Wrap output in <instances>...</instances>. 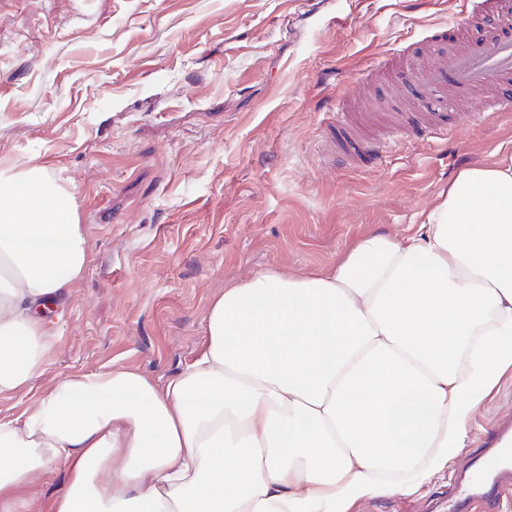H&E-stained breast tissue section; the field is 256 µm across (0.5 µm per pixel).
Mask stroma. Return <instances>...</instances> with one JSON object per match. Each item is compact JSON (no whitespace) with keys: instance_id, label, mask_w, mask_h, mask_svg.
<instances>
[{"instance_id":"35a3bbf8","label":"stroma","mask_w":512,"mask_h":512,"mask_svg":"<svg viewBox=\"0 0 512 512\" xmlns=\"http://www.w3.org/2000/svg\"><path fill=\"white\" fill-rule=\"evenodd\" d=\"M463 19L460 0H0V167L73 186L88 254L42 373L0 418L78 372L165 385L205 350L225 288L402 235L463 169L512 155V115L360 167L326 152L341 97L382 84L372 61ZM509 425L511 377L446 469L349 512H448L455 474Z\"/></svg>"}]
</instances>
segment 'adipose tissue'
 Returning a JSON list of instances; mask_svg holds the SVG:
<instances>
[{"instance_id": "adipose-tissue-1", "label": "adipose tissue", "mask_w": 512, "mask_h": 512, "mask_svg": "<svg viewBox=\"0 0 512 512\" xmlns=\"http://www.w3.org/2000/svg\"><path fill=\"white\" fill-rule=\"evenodd\" d=\"M0 396L54 343L36 307L86 269L73 191L0 168ZM203 354L157 386L75 374L0 419V512L64 469L51 512H348L447 467L512 372V156L462 170L407 233L360 239L331 269L273 270L211 302Z\"/></svg>"}]
</instances>
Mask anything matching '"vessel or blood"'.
Returning a JSON list of instances; mask_svg holds the SVG:
<instances>
[{
	"mask_svg": "<svg viewBox=\"0 0 512 512\" xmlns=\"http://www.w3.org/2000/svg\"><path fill=\"white\" fill-rule=\"evenodd\" d=\"M336 120V155L358 158L379 153L386 142L415 134L447 139L464 122L512 113V39L486 29L481 40L449 30L446 49L431 54L410 76L385 85L383 98L360 100ZM512 491V435L486 461L467 466L453 487L448 512H490Z\"/></svg>",
	"mask_w": 512,
	"mask_h": 512,
	"instance_id": "obj_1",
	"label": "vessel or blood"
}]
</instances>
